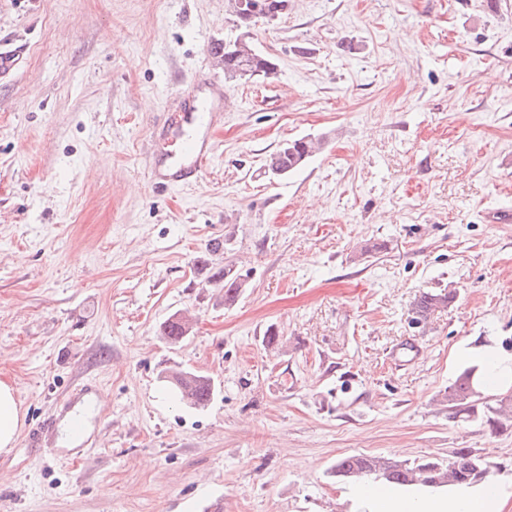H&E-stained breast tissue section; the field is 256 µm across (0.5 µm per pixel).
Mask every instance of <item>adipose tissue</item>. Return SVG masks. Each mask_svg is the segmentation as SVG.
Wrapping results in <instances>:
<instances>
[{"label":"adipose tissue","mask_w":512,"mask_h":512,"mask_svg":"<svg viewBox=\"0 0 512 512\" xmlns=\"http://www.w3.org/2000/svg\"><path fill=\"white\" fill-rule=\"evenodd\" d=\"M487 389L512 388V354L486 346L477 356ZM24 424L13 386L0 381V449L14 447ZM504 483L491 480L441 488L391 489L369 481L347 485L340 499L359 512H503L508 498Z\"/></svg>","instance_id":"obj_1"}]
</instances>
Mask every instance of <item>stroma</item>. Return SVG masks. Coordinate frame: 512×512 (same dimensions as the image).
I'll list each match as a JSON object with an SVG mask.
<instances>
[{
  "instance_id": "1",
  "label": "stroma",
  "mask_w": 512,
  "mask_h": 512,
  "mask_svg": "<svg viewBox=\"0 0 512 512\" xmlns=\"http://www.w3.org/2000/svg\"><path fill=\"white\" fill-rule=\"evenodd\" d=\"M250 31L275 74L225 81L210 165L157 192L159 125L240 34L226 0H0L25 51L0 78V380L29 430L78 385L104 400L79 463L0 451V512H341L337 458L458 448L512 487V428L446 399L465 349L512 353V0H290ZM302 137L322 150L271 177ZM314 148L312 139L299 138L288 142L285 148H278L267 159L266 166L272 175L287 176L303 166ZM241 276L242 275L235 271L231 273V267H229V265H224V268H219L214 275L209 278V282H224L222 289L224 290L225 306L235 304L238 301L243 288H245V283ZM454 294L423 292L411 306L412 321L419 325L427 323L430 316L439 308L447 307ZM160 335L171 345L181 343L189 335L183 317L178 312L169 316L160 327ZM167 382L180 400L190 407L205 408L213 398L214 386L206 376L177 371L168 376Z\"/></svg>"
}]
</instances>
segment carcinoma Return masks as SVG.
Masks as SVG:
<instances>
[{
    "instance_id": "obj_1",
    "label": "carcinoma",
    "mask_w": 512,
    "mask_h": 512,
    "mask_svg": "<svg viewBox=\"0 0 512 512\" xmlns=\"http://www.w3.org/2000/svg\"><path fill=\"white\" fill-rule=\"evenodd\" d=\"M224 57V79L241 80L255 76L268 77L275 74V64L258 50L237 54L227 44L219 45ZM313 140L294 139L285 148H278L267 159L266 166L272 175L286 176L303 166L311 156ZM211 282L223 283L224 305L235 304L245 288L244 280L231 267L218 269L209 278ZM454 299L452 292L422 293L411 306L412 321L419 325L427 323L439 308H445ZM160 335L167 343L176 345L188 336L183 317L179 313L169 316L160 327ZM171 388L180 400L193 408H204L213 398L214 386L203 375L188 371H177L168 376ZM486 399L482 373L479 366L464 368L452 385L448 387V407H459L466 414L474 412L476 404ZM512 418V394H503L494 404H485L482 422L493 431L502 430L505 421ZM487 470L484 480L493 479L496 463L474 453L468 448H459L452 459L444 462L438 459H395L364 454L347 455L339 458L331 473L341 479L373 478L389 485L406 487H442L448 484H474L482 470Z\"/></svg>"
}]
</instances>
